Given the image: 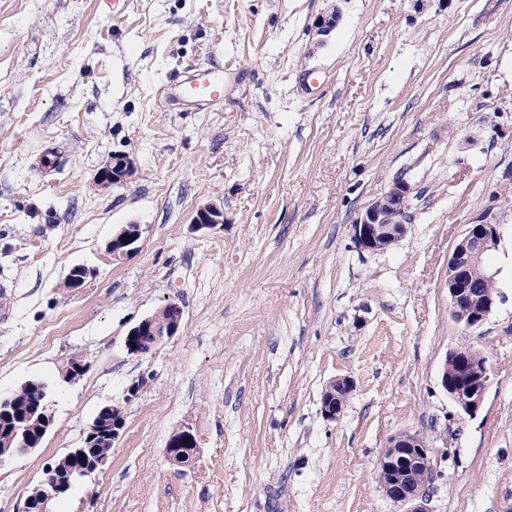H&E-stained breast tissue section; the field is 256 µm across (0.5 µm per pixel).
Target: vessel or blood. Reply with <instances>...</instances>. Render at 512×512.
I'll list each match as a JSON object with an SVG mask.
<instances>
[{
  "label": "vessel or blood",
  "mask_w": 512,
  "mask_h": 512,
  "mask_svg": "<svg viewBox=\"0 0 512 512\" xmlns=\"http://www.w3.org/2000/svg\"><path fill=\"white\" fill-rule=\"evenodd\" d=\"M229 89L223 68H190L166 82L161 94L168 106L204 112L223 101Z\"/></svg>",
  "instance_id": "vessel-or-blood-1"
}]
</instances>
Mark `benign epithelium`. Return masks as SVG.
I'll return each instance as SVG.
<instances>
[{"label":"benign epithelium","mask_w":512,"mask_h":512,"mask_svg":"<svg viewBox=\"0 0 512 512\" xmlns=\"http://www.w3.org/2000/svg\"><path fill=\"white\" fill-rule=\"evenodd\" d=\"M133 171L130 157L122 152L113 153L99 169L96 182L104 187L123 184ZM414 187L407 181L395 182L381 197L372 202L353 224L357 246L371 253L383 252L399 242L411 222L410 198ZM486 213L469 225L461 240L454 246L448 258V297L454 319L469 329H477L492 311L495 296L485 293L474 282L468 280L472 267L482 262L483 256L498 246L499 223ZM224 223V209L210 203L200 207L193 218L198 230H211ZM141 237L138 224L121 228L108 244V251L115 258H123L137 250ZM182 309L175 303L164 306L159 312L142 319L126 335L125 347L133 355H142L147 350L133 342V338L149 334L158 345L174 336L180 327ZM490 380L488 363L471 366L463 357V351L452 350L445 357L440 383L442 388L466 414L476 412L483 402ZM353 381L347 377L331 381L322 395V414L329 420L342 413ZM53 422L51 406L39 404L34 411L14 425L13 432H21L28 445L14 450L23 454L43 442ZM167 455L176 465L189 464L196 453V441L192 432L181 429L167 441ZM433 448L419 434L399 433L389 439L382 452L377 470L381 478L379 486L390 500L409 506L406 512H429L427 501L432 475L430 470ZM105 456L81 460V465L58 474L51 471L27 496L24 512H49L50 502L61 492L72 486L81 476L95 471Z\"/></svg>","instance_id":"1"}]
</instances>
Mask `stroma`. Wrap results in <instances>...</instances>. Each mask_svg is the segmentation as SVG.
<instances>
[{"mask_svg":"<svg viewBox=\"0 0 512 512\" xmlns=\"http://www.w3.org/2000/svg\"><path fill=\"white\" fill-rule=\"evenodd\" d=\"M212 65L241 75L223 102L160 100ZM115 152L133 173L100 187ZM401 179L418 189L405 236L360 250L356 219ZM503 196L512 0H0V399L35 377L55 393L40 447L0 462V512H21L106 405L123 410L118 440L50 512H404L376 480L401 432L434 450L429 512H512ZM209 203L223 224L195 230ZM488 211L499 299L471 330L450 312L448 257ZM128 224L138 249L113 259ZM169 303L178 332L130 354L128 331ZM453 349L492 368L471 415L440 384ZM73 357L87 370L68 383ZM344 376L354 390L326 419ZM183 428L197 454L177 466ZM141 237V228L137 224H128L121 228L108 244V251L114 258H123L137 250L134 246ZM353 391L350 378H338L331 381L322 395V414L329 420H336L342 413L349 395ZM166 448L173 464L187 465L196 453V441L189 429H181L169 437Z\"/></svg>","mask_w":512,"mask_h":512,"instance_id":"1","label":"stroma"}]
</instances>
